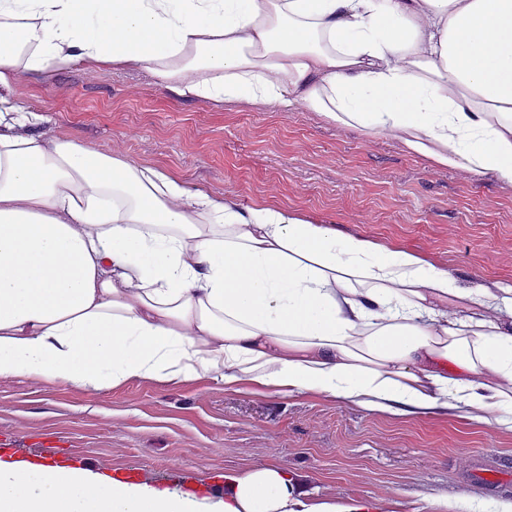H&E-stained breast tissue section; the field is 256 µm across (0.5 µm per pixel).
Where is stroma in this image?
Wrapping results in <instances>:
<instances>
[{"label":"stroma","mask_w":512,"mask_h":512,"mask_svg":"<svg viewBox=\"0 0 512 512\" xmlns=\"http://www.w3.org/2000/svg\"><path fill=\"white\" fill-rule=\"evenodd\" d=\"M16 92L43 115L40 133L167 170L214 198L286 208L341 234L404 249L463 288L512 283V186L433 166L393 138L314 112L182 100L143 70L76 64ZM20 453L62 444L63 468L137 484L283 470L314 501H393L434 512L467 493L482 512L512 500V431L463 414L391 417L319 395L271 394L203 375L133 380L93 391L0 379V438Z\"/></svg>","instance_id":"obj_1"}]
</instances>
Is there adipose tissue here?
I'll use <instances>...</instances> for the list:
<instances>
[{
	"instance_id": "ef3b65f1",
	"label": "adipose tissue",
	"mask_w": 512,
	"mask_h": 512,
	"mask_svg": "<svg viewBox=\"0 0 512 512\" xmlns=\"http://www.w3.org/2000/svg\"><path fill=\"white\" fill-rule=\"evenodd\" d=\"M143 67L184 99L315 112L512 186V0H0V378L93 390L210 375L378 413L512 430V285L294 211L242 207L35 132L19 71ZM275 467L213 512L310 504ZM0 512H196L193 500L0 465Z\"/></svg>"
}]
</instances>
